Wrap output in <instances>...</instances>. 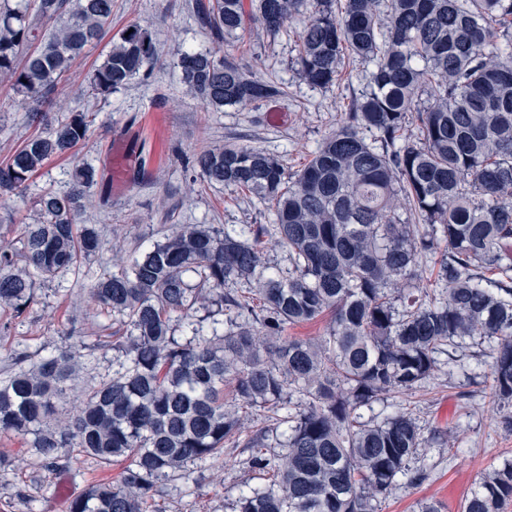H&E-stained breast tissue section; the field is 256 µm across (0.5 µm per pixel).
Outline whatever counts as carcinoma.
I'll return each mask as SVG.
<instances>
[{
	"label": "carcinoma",
	"mask_w": 512,
	"mask_h": 512,
	"mask_svg": "<svg viewBox=\"0 0 512 512\" xmlns=\"http://www.w3.org/2000/svg\"><path fill=\"white\" fill-rule=\"evenodd\" d=\"M306 3L311 18L294 60L301 79L327 87L354 56L366 66L367 91L297 171L247 145L193 157L207 184L271 205L288 265L266 261L263 224H181L91 288L97 305L126 327L112 341L124 361L58 430L45 426L75 376L72 351L0 383L1 434L33 436L52 461L69 448L75 460L125 462L118 484L89 486L69 512H164L155 499L160 484L189 478L191 463L222 459L226 444L259 449L250 463L266 480L241 494L235 512H375L423 439L409 413L372 423L362 408L415 391L438 355L475 337L492 347L494 397L512 403V267L498 255L512 240V0H252L249 14L243 0H209L199 15L219 36L236 34L251 16L275 37ZM111 20L112 0H80L73 13L69 0L1 8L0 82L40 110ZM47 22L51 32L26 51ZM157 55L150 33L129 24L90 87L99 95L123 88ZM178 67L186 90L215 110L280 94L211 51L186 52ZM92 124V113L73 112L27 138L0 163V193L86 141ZM365 129L376 131L381 147L365 141ZM96 184L92 165L77 166L66 189L42 196L37 223L21 225V248L0 243V307L21 315L35 278L72 271L102 249L96 228L76 224ZM404 205L423 231L401 221ZM436 240L444 243L442 301L416 285ZM237 281L250 285L246 294L224 292ZM213 295L207 335L195 314ZM245 312L253 321L220 319ZM327 312L332 326L321 340L283 336ZM179 328L189 332L183 343ZM226 382L229 404L221 397ZM295 393L306 406L293 411L287 401ZM262 408L281 412L278 427L244 432L240 413ZM511 504L507 460L478 476L460 512H505Z\"/></svg>",
	"instance_id": "1"
}]
</instances>
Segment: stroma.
Segmentation results:
<instances>
[{"mask_svg": "<svg viewBox=\"0 0 512 512\" xmlns=\"http://www.w3.org/2000/svg\"><path fill=\"white\" fill-rule=\"evenodd\" d=\"M298 16L279 36L270 37L246 23L237 38L214 37L198 16L196 0H113L112 23L89 44L58 82L50 104L40 112L8 84L0 83V162L34 131H48L75 111H91L89 139L75 153L50 160L26 189L0 195V241L17 240L19 218L34 220L46 189L64 188L77 163L91 164L98 183L82 201L77 224L95 226L103 241L100 253L81 259L76 272L36 281L34 300L22 315L0 310V381L19 366L60 352L66 336L83 344L76 389L110 379L120 354L112 334L120 327L111 313L92 300L90 289L111 271L113 242L133 260L162 240L173 224H271L269 204L236 188L203 183L194 153L224 144L249 145L273 153L289 170L299 169L328 132L335 128L353 97L366 88L360 62L346 60L348 78L325 88L301 81L293 64L300 31ZM137 23L152 35L159 58L145 78L107 96L92 94L89 79L104 60L113 37ZM215 51L285 90L284 95L246 106L208 110L187 94L177 62L187 51ZM283 114L270 123L271 110ZM127 142L137 166L121 189H114L109 154L115 139ZM490 359L484 347L439 355L434 375L410 394H390L376 401L365 417L410 412L424 445L411 467L424 480L399 478L378 504V512H419L435 502L442 512H458L480 473L512 460V406L498 405L490 390ZM247 448H225L216 463L195 468L190 485L164 486L165 512H235L241 493L258 484ZM124 467H101L89 457L50 467L45 456L20 438L0 434V512H68L59 500L61 484L79 495L90 484L117 480Z\"/></svg>", "mask_w": 512, "mask_h": 512, "instance_id": "obj_1", "label": "stroma"}]
</instances>
